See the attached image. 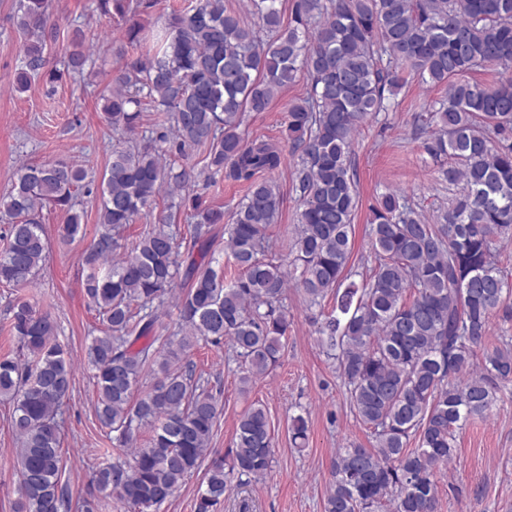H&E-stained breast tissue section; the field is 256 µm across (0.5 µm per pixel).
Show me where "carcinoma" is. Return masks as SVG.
<instances>
[{"label": "carcinoma", "instance_id": "obj_1", "mask_svg": "<svg viewBox=\"0 0 512 512\" xmlns=\"http://www.w3.org/2000/svg\"><path fill=\"white\" fill-rule=\"evenodd\" d=\"M26 39L14 75L18 91L32 81L53 84L81 77L95 66L81 31L72 39L64 69L50 65L59 25L48 0H16ZM155 0H98L108 18L125 22L126 44L142 40L138 17ZM254 24L224 7L195 0L171 13L155 34L156 51L124 64L102 97L105 121L132 130L146 93L168 114L172 134L112 148L102 178L103 231L83 255L85 295L107 324L87 350L101 425L128 457L92 468L90 485L110 491L134 512H154L212 453L209 443L219 408L208 387L182 365L195 343L227 342L245 392L276 365L285 348L288 316L283 300L290 280L310 303L332 290L336 314L321 334L334 352L350 410L376 446L352 445L336 453L324 512H437L438 479L456 454L455 433L485 417L500 385L512 382V344L489 350L491 319L508 310V274L497 244L512 239V80L492 85L465 76L491 65L512 64V0H294L283 22L282 0H249ZM387 63H382V60ZM446 88L431 112L435 125L427 153L443 180L463 183L443 223L429 224L403 196L383 192L371 208L369 238L374 273L362 285L344 284L352 254L359 199L352 146L365 123L388 110L403 86L404 70ZM310 93L288 109L286 138L300 152L296 191L300 224L289 261L269 253L266 230L278 223L277 185L260 179L281 165L282 150L264 140L245 141L249 112H264L300 73ZM208 148V178L248 183L224 229L229 258L241 271L233 280L206 261L224 210L193 190L198 176L187 149ZM85 169L64 160L24 163L0 202L9 225L0 253V283L27 287L49 250L44 207L66 209L58 242L80 233L74 210ZM168 199L162 225L145 232L117 261L107 256L133 218ZM185 220L177 242L170 227ZM178 331L156 330L157 311L177 283ZM138 312H132V306ZM11 333L31 361L0 359V397L14 402L11 428L18 452L16 512H95L93 494L72 500L62 482V405L73 368L58 341L60 327L27 300L11 306ZM151 388L133 399L140 379ZM150 432L147 446L136 435ZM294 445L304 447L308 425L290 418ZM416 447H409L410 442ZM230 466L214 458L195 512H214L230 476L240 482L267 475L274 458L266 410L250 408L239 420Z\"/></svg>", "mask_w": 512, "mask_h": 512}]
</instances>
